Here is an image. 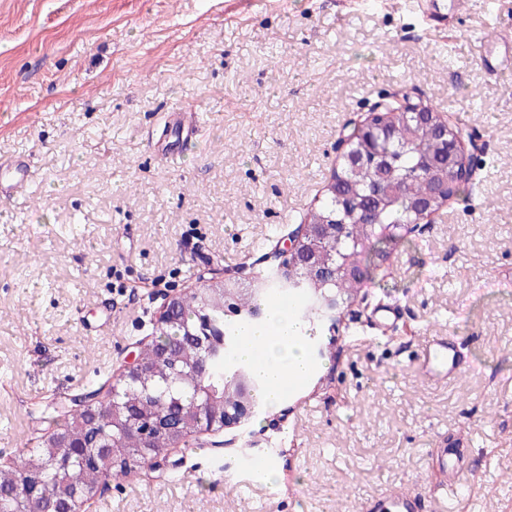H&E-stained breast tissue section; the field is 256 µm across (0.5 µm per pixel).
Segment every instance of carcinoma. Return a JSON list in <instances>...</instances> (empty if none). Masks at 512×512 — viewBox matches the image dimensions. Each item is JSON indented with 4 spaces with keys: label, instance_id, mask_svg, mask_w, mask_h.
I'll return each mask as SVG.
<instances>
[{
    "label": "carcinoma",
    "instance_id": "obj_1",
    "mask_svg": "<svg viewBox=\"0 0 512 512\" xmlns=\"http://www.w3.org/2000/svg\"><path fill=\"white\" fill-rule=\"evenodd\" d=\"M364 158L357 172L348 170L324 186L318 204L302 221L311 224L335 213L336 223L326 227L313 244L318 255L336 266V276L315 282L293 258L292 276L275 272L260 280L255 292L240 293L219 283L207 284L183 296L173 316L158 330L156 347L143 353L146 373L132 375L114 386L115 403L104 412L70 415L61 431L36 448L22 452L17 467L0 470V512H19L26 477L39 472L46 478L45 493L60 512L92 491L100 481L126 475L141 468L143 455L135 452L141 441L130 432L125 407L138 406L147 415L163 414L189 436L199 423L224 413L238 399L239 381L244 379L259 396L261 382L251 369L234 360L237 329L261 317L268 302L301 303L298 314L312 330L324 324L325 297L352 299L362 288L357 276L361 268H381L389 259V244L402 228L418 222V205L439 187L460 197L466 188L449 182V154L445 153L435 127L416 125L393 113L384 130H377L356 145ZM371 213L372 223H359L360 214ZM209 323L215 342L206 351L195 335L200 321ZM207 357L209 371L197 374L200 357ZM106 446L109 469L87 470L85 460L73 444Z\"/></svg>",
    "mask_w": 512,
    "mask_h": 512
}]
</instances>
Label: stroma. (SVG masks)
I'll list each match as a JSON object with an SVG mask.
<instances>
[{
    "instance_id": "obj_1",
    "label": "stroma",
    "mask_w": 512,
    "mask_h": 512,
    "mask_svg": "<svg viewBox=\"0 0 512 512\" xmlns=\"http://www.w3.org/2000/svg\"><path fill=\"white\" fill-rule=\"evenodd\" d=\"M512 0L433 30L403 0H0V463L109 389L167 291L266 271L313 207L346 124L387 92L474 139L467 199L391 244L316 379L239 429L188 437L176 468L113 478L89 512H361L411 487L422 512H512V70L482 44ZM194 143L167 151L169 113ZM397 304L378 326L379 304ZM466 371L418 382L426 336ZM459 447L461 492L432 452ZM275 464L267 481L252 460ZM171 131H176L180 143H191L192 138L199 130V119L196 112H175L169 116L166 125ZM30 180L28 162L17 159L10 164H0V197L9 199L21 193Z\"/></svg>"
}]
</instances>
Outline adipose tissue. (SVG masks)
I'll return each instance as SVG.
<instances>
[{
    "mask_svg": "<svg viewBox=\"0 0 512 512\" xmlns=\"http://www.w3.org/2000/svg\"><path fill=\"white\" fill-rule=\"evenodd\" d=\"M242 336L236 359L250 365L265 382L264 405L278 407L283 399L284 380L304 381L312 373L307 325L298 320L291 307L273 304L268 307L264 321L246 328Z\"/></svg>",
    "mask_w": 512,
    "mask_h": 512,
    "instance_id": "ef3b65f1",
    "label": "adipose tissue"
}]
</instances>
